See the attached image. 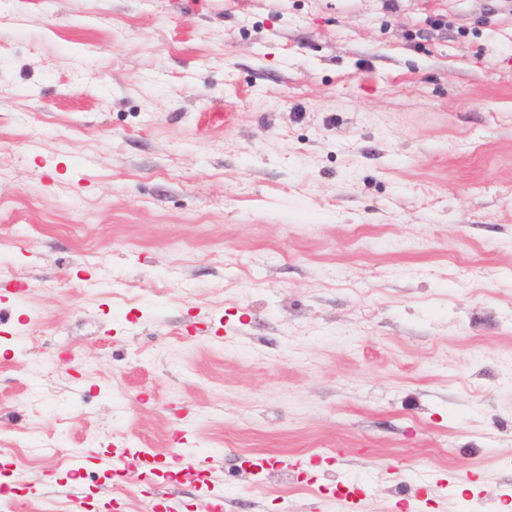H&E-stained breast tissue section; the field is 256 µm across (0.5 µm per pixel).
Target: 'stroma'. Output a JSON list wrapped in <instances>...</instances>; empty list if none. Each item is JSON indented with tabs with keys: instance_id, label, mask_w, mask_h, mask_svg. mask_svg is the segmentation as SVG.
I'll list each match as a JSON object with an SVG mask.
<instances>
[{
	"instance_id": "obj_1",
	"label": "stroma",
	"mask_w": 512,
	"mask_h": 512,
	"mask_svg": "<svg viewBox=\"0 0 512 512\" xmlns=\"http://www.w3.org/2000/svg\"><path fill=\"white\" fill-rule=\"evenodd\" d=\"M0 262V512H512V0H0ZM163 462L159 454L148 449H125L113 456L106 455L100 459V465L106 472L122 477L138 474L144 479L150 478L151 475L157 476V472H162ZM206 472H195L197 481L199 482L198 490L201 495V501L204 504V510L207 512H221L224 506L223 480Z\"/></svg>"
}]
</instances>
